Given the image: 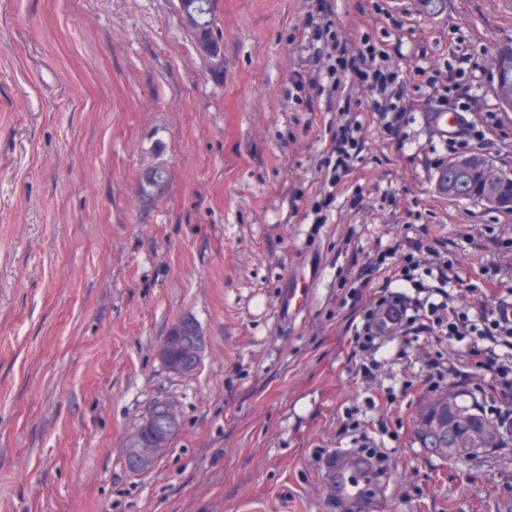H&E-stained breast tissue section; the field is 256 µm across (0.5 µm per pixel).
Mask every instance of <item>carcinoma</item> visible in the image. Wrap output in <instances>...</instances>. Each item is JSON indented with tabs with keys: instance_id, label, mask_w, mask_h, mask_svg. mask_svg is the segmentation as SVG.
<instances>
[{
	"instance_id": "cac0c4a2",
	"label": "carcinoma",
	"mask_w": 512,
	"mask_h": 512,
	"mask_svg": "<svg viewBox=\"0 0 512 512\" xmlns=\"http://www.w3.org/2000/svg\"><path fill=\"white\" fill-rule=\"evenodd\" d=\"M196 4L199 24L203 37L210 38L214 23L210 18V0H191ZM467 159L476 165L462 169L450 158L438 170L436 187L451 200H472L485 206L512 212V172L505 173L504 179L495 187L489 188L479 173L478 163L484 160L481 155H469ZM442 411L448 417V426L433 437V414L424 408L419 416L417 438L422 442L432 439V443L446 449L445 455H473L491 448H512V429L504 432L497 420L486 413L478 403L468 404L455 396L438 400Z\"/></svg>"
}]
</instances>
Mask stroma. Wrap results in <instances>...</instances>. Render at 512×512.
<instances>
[{"label": "stroma", "mask_w": 512, "mask_h": 512, "mask_svg": "<svg viewBox=\"0 0 512 512\" xmlns=\"http://www.w3.org/2000/svg\"><path fill=\"white\" fill-rule=\"evenodd\" d=\"M212 8L214 56L178 0H0V512H339L322 461L364 446L387 458L372 512H512V448L442 458L415 434L446 395L500 409L512 349L388 337L369 356L355 336L383 287L410 292L392 279L409 236L431 247L415 280L449 266V307L512 290V212L436 192L450 151L422 112L427 75L468 57L467 118L495 122L476 151L512 171V111L492 91L512 0H336L337 37L402 69L415 107L401 148L365 121L319 212L340 108L369 91L316 93L312 0ZM155 162L168 185L146 195ZM309 267L310 299L283 321ZM185 317L206 342L190 378L156 357ZM432 360L466 380L429 379ZM159 400L182 430L132 474L123 448Z\"/></svg>", "instance_id": "stroma-1"}]
</instances>
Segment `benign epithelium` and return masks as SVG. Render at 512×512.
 <instances>
[{
  "mask_svg": "<svg viewBox=\"0 0 512 512\" xmlns=\"http://www.w3.org/2000/svg\"><path fill=\"white\" fill-rule=\"evenodd\" d=\"M167 177L164 165L151 164L143 175V191L159 193ZM205 339L198 325L190 318L175 322L168 330L156 356L172 375L191 377L201 363ZM182 419L179 410L169 402H159L143 416L124 448L127 469L135 474L151 470L167 454L172 439L180 432Z\"/></svg>",
  "mask_w": 512,
  "mask_h": 512,
  "instance_id": "benign-epithelium-1",
  "label": "benign epithelium"
}]
</instances>
